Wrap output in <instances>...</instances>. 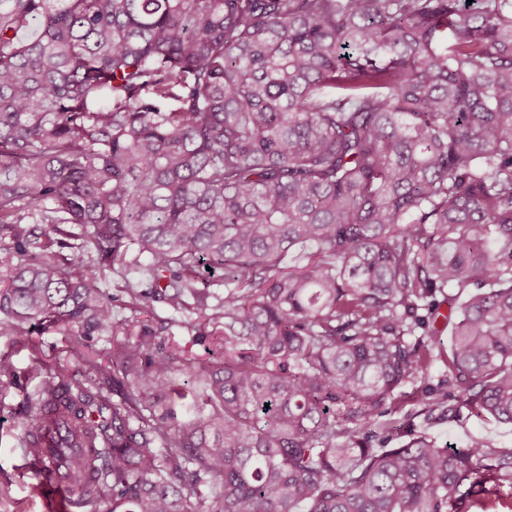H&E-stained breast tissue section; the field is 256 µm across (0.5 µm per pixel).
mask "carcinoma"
I'll return each instance as SVG.
<instances>
[{"label":"carcinoma","mask_w":512,"mask_h":512,"mask_svg":"<svg viewBox=\"0 0 512 512\" xmlns=\"http://www.w3.org/2000/svg\"><path fill=\"white\" fill-rule=\"evenodd\" d=\"M8 2L0 334L86 366L41 375L31 466L63 426L109 512H512V448L376 447L441 317L448 418L512 424V0ZM115 268L224 354L115 321Z\"/></svg>","instance_id":"cac0c4a2"}]
</instances>
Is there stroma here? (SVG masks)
<instances>
[{
    "mask_svg": "<svg viewBox=\"0 0 512 512\" xmlns=\"http://www.w3.org/2000/svg\"><path fill=\"white\" fill-rule=\"evenodd\" d=\"M114 316L137 325L155 327L168 323L165 339L174 347L187 345L192 336L189 325L175 321L173 311L161 302L154 303L148 313L131 310L119 302L114 307ZM67 344V337L53 331L33 334L28 344L13 336L0 335V354L13 358L20 376L18 384L0 387V512H49L46 494L38 489L40 477L18 445L19 419L27 412L28 400L37 390L38 367L72 365ZM447 391L448 367L439 358L433 362L423 385L408 384L397 390L395 417L402 428L390 433L386 447H399L410 435L424 432L442 448L467 447L475 435L483 436L496 447L512 448L511 424L485 422L465 411L453 419L443 416L436 402Z\"/></svg>",
    "mask_w": 512,
    "mask_h": 512,
    "instance_id": "35a3bbf8",
    "label": "stroma"
}]
</instances>
